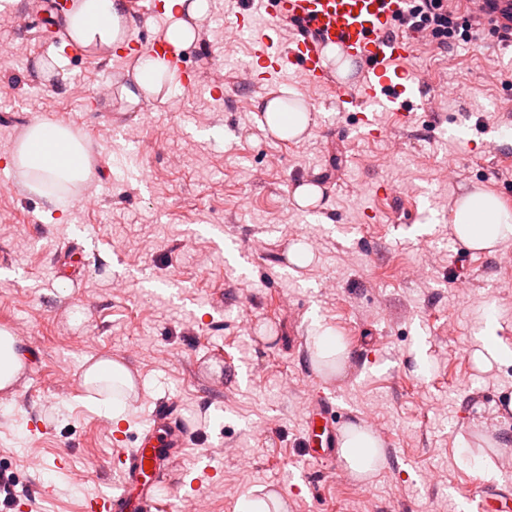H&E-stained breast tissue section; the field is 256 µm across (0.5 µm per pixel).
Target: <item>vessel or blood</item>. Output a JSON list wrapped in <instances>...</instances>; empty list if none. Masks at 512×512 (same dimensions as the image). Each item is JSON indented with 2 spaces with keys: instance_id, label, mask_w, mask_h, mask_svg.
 <instances>
[{
  "instance_id": "b4317fda",
  "label": "vessel or blood",
  "mask_w": 512,
  "mask_h": 512,
  "mask_svg": "<svg viewBox=\"0 0 512 512\" xmlns=\"http://www.w3.org/2000/svg\"><path fill=\"white\" fill-rule=\"evenodd\" d=\"M408 0H266L267 24H259L252 6L236 14L239 29L252 35L256 67L265 74L280 73L298 67L313 86L335 84L339 111L391 112L409 105L413 86L403 79V68L415 53L414 37L395 36L392 22ZM460 13L479 18L486 26L503 28L505 16L512 12V0H498L495 10L473 8L471 0H462ZM289 24L292 34L286 43L275 45L272 33L281 24ZM335 46L344 55L363 61L368 69L356 84L332 82L325 65L324 50ZM308 434L305 444L312 459L332 453L339 444L341 420L336 407L320 395L307 404ZM185 425L174 401L156 402L149 426L136 448L120 452V483L115 491L87 499L85 512H150L149 495L132 499L133 485H146L149 478L164 474L172 457L181 453ZM499 491L481 487L464 498L467 512H512L496 507Z\"/></svg>"
}]
</instances>
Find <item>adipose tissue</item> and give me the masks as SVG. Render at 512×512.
Segmentation results:
<instances>
[{"mask_svg": "<svg viewBox=\"0 0 512 512\" xmlns=\"http://www.w3.org/2000/svg\"><path fill=\"white\" fill-rule=\"evenodd\" d=\"M207 10L208 0H164V13L170 20L165 38L173 54H181L195 44L196 25L206 17ZM62 25L76 47L95 52L122 44L130 19L125 0H78L76 7L63 17ZM174 80L167 59L149 53L140 58L134 69L133 86L122 87L121 94L136 102L140 97L157 95ZM283 106L281 99L271 100L266 107V123L278 137H297L310 122V109L301 104L294 114L286 116ZM15 164L27 187L38 193L47 180L74 184L93 175L86 141L63 123L38 122L29 126L16 148ZM452 224L457 238L474 250H491L512 239V209L480 190L457 202ZM340 457L354 474L374 472L380 461L379 442L372 433L352 431L341 444Z\"/></svg>", "mask_w": 512, "mask_h": 512, "instance_id": "adipose-tissue-1", "label": "adipose tissue"}]
</instances>
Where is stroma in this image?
<instances>
[{"instance_id": "1", "label": "stroma", "mask_w": 512, "mask_h": 512, "mask_svg": "<svg viewBox=\"0 0 512 512\" xmlns=\"http://www.w3.org/2000/svg\"><path fill=\"white\" fill-rule=\"evenodd\" d=\"M31 3L0 0L25 20L0 29V142L63 121L90 140L95 167L61 205L0 176V325L19 326L35 360L0 391V479L17 503L81 512L112 490L118 447L136 446L160 399L191 428L157 512L269 498L282 512H458L491 482L512 497V408L496 404L512 395V362L484 348L490 324L512 351V268L499 264L512 239L460 267L448 221L473 189L512 193V46L417 45L414 107L377 113L372 135L299 71L209 69L229 38L252 60L238 0H209L184 56L199 83L161 91L148 112L119 93L138 54L66 55L38 34ZM104 73L113 91L98 97ZM272 96L309 101L302 141L272 137ZM115 124L154 151L135 154ZM294 182L320 186V200L299 206ZM325 331L346 347L341 365L318 356ZM103 357L135 373L134 391L84 384ZM319 390L373 426L383 462L365 479L308 459L305 406Z\"/></svg>"}]
</instances>
